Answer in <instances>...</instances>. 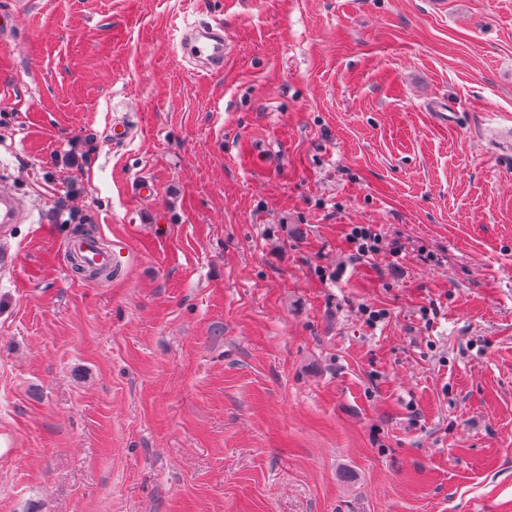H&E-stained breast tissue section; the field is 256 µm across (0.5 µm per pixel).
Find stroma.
<instances>
[{"label": "stroma", "mask_w": 512, "mask_h": 512, "mask_svg": "<svg viewBox=\"0 0 512 512\" xmlns=\"http://www.w3.org/2000/svg\"><path fill=\"white\" fill-rule=\"evenodd\" d=\"M432 2L0 0V512H512V0ZM186 48L185 58L192 62L194 71L218 73L224 70V58L229 46L224 42V32L211 28L188 27L180 42ZM29 218V213L22 201L12 192L9 186L1 180L0 184V250L1 274H13L20 264V254L7 245L6 239L13 224H21ZM353 264L367 262L383 252V236L373 225H352L345 234ZM68 252L84 263L99 268L112 270L122 263V248L113 243L106 247L101 240L91 234H81L73 238L68 245Z\"/></svg>", "instance_id": "obj_1"}]
</instances>
